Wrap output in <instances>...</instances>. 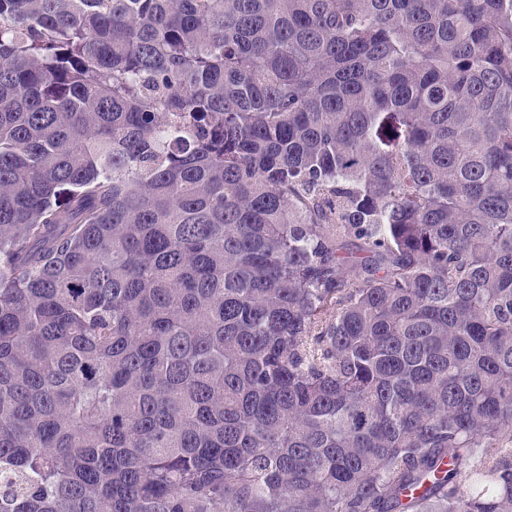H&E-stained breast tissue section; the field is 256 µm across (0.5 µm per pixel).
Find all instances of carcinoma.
<instances>
[{"label":"carcinoma","instance_id":"1","mask_svg":"<svg viewBox=\"0 0 512 512\" xmlns=\"http://www.w3.org/2000/svg\"><path fill=\"white\" fill-rule=\"evenodd\" d=\"M0 512H512V0H0Z\"/></svg>","mask_w":512,"mask_h":512}]
</instances>
